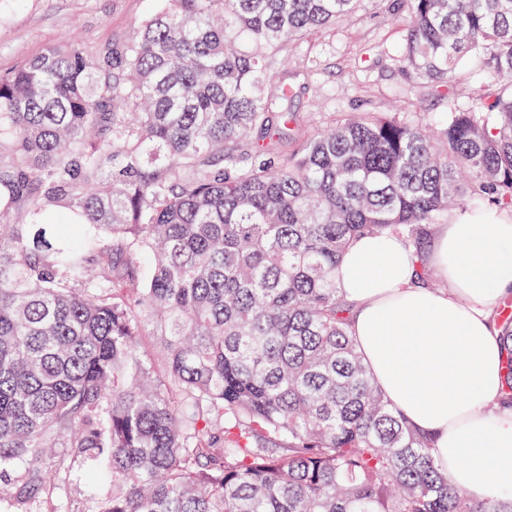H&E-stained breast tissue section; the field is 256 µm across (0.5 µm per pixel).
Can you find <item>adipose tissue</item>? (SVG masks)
Wrapping results in <instances>:
<instances>
[{
	"mask_svg": "<svg viewBox=\"0 0 512 512\" xmlns=\"http://www.w3.org/2000/svg\"><path fill=\"white\" fill-rule=\"evenodd\" d=\"M428 266L399 231L355 238L334 280L371 377L431 439L437 467L460 490L512 496V405L502 402L504 348L495 316L512 297V211L485 208L432 229Z\"/></svg>",
	"mask_w": 512,
	"mask_h": 512,
	"instance_id": "adipose-tissue-1",
	"label": "adipose tissue"
}]
</instances>
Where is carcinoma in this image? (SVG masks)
<instances>
[{
  "label": "carcinoma",
  "mask_w": 512,
  "mask_h": 512,
  "mask_svg": "<svg viewBox=\"0 0 512 512\" xmlns=\"http://www.w3.org/2000/svg\"><path fill=\"white\" fill-rule=\"evenodd\" d=\"M100 46L0 75V512H512L455 491L371 378L333 271L354 238L512 211V0H410L400 48L436 89L298 124L292 51L357 0H162ZM512 404V319L498 321ZM79 463L77 462L75 466H73V471L71 473L69 481L65 486V494L72 503L75 504V507H79L80 509H92L93 506V492L88 488L83 480L80 479V468L77 466Z\"/></svg>",
  "instance_id": "carcinoma-1"
}]
</instances>
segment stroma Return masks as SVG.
Segmentation results:
<instances>
[{"mask_svg":"<svg viewBox=\"0 0 512 512\" xmlns=\"http://www.w3.org/2000/svg\"><path fill=\"white\" fill-rule=\"evenodd\" d=\"M154 8L155 0H0V74L68 38L96 47L129 34ZM409 10L410 0H358L330 29L299 41L288 68L299 137L333 112H414L435 123L468 102L487 78L469 65L443 92L409 77L399 57Z\"/></svg>","mask_w":512,"mask_h":512,"instance_id":"35a3bbf8","label":"stroma"}]
</instances>
